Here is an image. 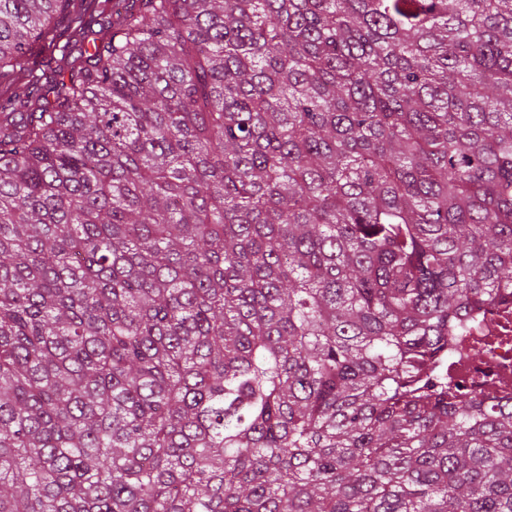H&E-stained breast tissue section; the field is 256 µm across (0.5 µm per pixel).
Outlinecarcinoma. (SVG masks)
<instances>
[{
  "mask_svg": "<svg viewBox=\"0 0 512 512\" xmlns=\"http://www.w3.org/2000/svg\"><path fill=\"white\" fill-rule=\"evenodd\" d=\"M2 85L0 512H512L446 373L512 294V0H0Z\"/></svg>",
  "mask_w": 512,
  "mask_h": 512,
  "instance_id": "carcinoma-1",
  "label": "carcinoma"
}]
</instances>
